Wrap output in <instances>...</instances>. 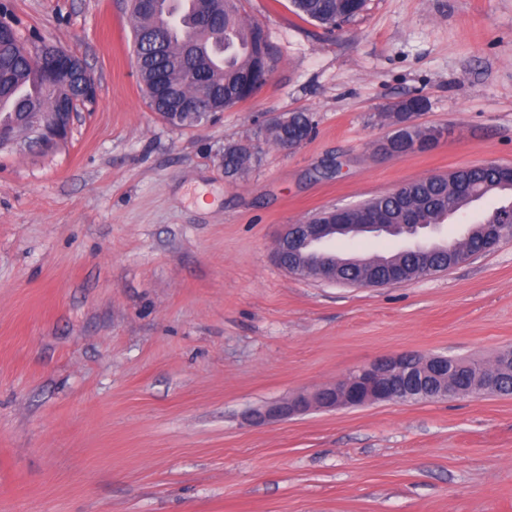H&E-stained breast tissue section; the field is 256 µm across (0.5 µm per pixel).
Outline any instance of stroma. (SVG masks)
I'll use <instances>...</instances> for the list:
<instances>
[{"mask_svg":"<svg viewBox=\"0 0 512 512\" xmlns=\"http://www.w3.org/2000/svg\"><path fill=\"white\" fill-rule=\"evenodd\" d=\"M9 3L98 96L64 146L0 149V512H512V394L248 420L391 354L512 348V239L382 288L273 260L284 225L512 167V0H365L331 35L242 0L277 66L191 130L142 91L128 0ZM415 96L445 137L378 153ZM297 111L310 140L225 178V142Z\"/></svg>","mask_w":512,"mask_h":512,"instance_id":"1","label":"stroma"}]
</instances>
